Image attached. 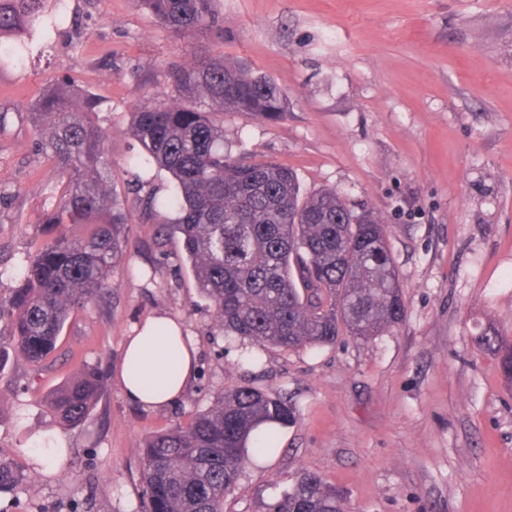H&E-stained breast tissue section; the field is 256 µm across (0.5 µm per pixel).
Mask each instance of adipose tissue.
<instances>
[{
	"label": "adipose tissue",
	"mask_w": 512,
	"mask_h": 512,
	"mask_svg": "<svg viewBox=\"0 0 512 512\" xmlns=\"http://www.w3.org/2000/svg\"><path fill=\"white\" fill-rule=\"evenodd\" d=\"M197 358L182 319L167 313L149 316L123 341L117 377L125 398L145 410L177 402L195 376Z\"/></svg>",
	"instance_id": "obj_1"
}]
</instances>
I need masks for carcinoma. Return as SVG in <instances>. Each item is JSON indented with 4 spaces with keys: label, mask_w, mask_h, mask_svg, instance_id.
<instances>
[{
    "label": "carcinoma",
    "mask_w": 512,
    "mask_h": 512,
    "mask_svg": "<svg viewBox=\"0 0 512 512\" xmlns=\"http://www.w3.org/2000/svg\"><path fill=\"white\" fill-rule=\"evenodd\" d=\"M59 0H0V61L27 46ZM181 34L216 23L213 0H138ZM176 95L132 113L130 133L176 185L163 203L176 218L158 239L178 234L200 297L216 326L256 346L333 345L341 336L368 342L399 325L405 303L383 219L353 211L334 188L301 191L297 174L273 161L224 154L219 112L277 122L287 111L281 88L249 67L213 58L171 74ZM97 101L70 86L35 103L42 153L67 175L56 207L43 215L52 237L30 259L22 286L0 300L8 345L38 365L56 349L71 314L112 287L126 248V206L112 191L108 132L90 119ZM87 233L68 235L67 225ZM512 382V347L497 332L479 337ZM104 383L93 365L52 391L46 407L80 426ZM292 417L288 401L251 387L221 392L185 425L148 436L140 449L143 512H224L249 455L275 450L274 425ZM29 475L0 457V493ZM266 512H345L336 487L304 473Z\"/></svg>",
    "instance_id": "carcinoma-1"
}]
</instances>
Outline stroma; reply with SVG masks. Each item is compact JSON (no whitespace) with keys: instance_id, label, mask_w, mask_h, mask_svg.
I'll return each mask as SVG.
<instances>
[{"instance_id":"35a3bbf8","label":"stroma","mask_w":512,"mask_h":512,"mask_svg":"<svg viewBox=\"0 0 512 512\" xmlns=\"http://www.w3.org/2000/svg\"><path fill=\"white\" fill-rule=\"evenodd\" d=\"M221 25L177 36L136 0H62L21 64L0 68V299L47 240L39 218L61 172L41 152L31 108L69 78L98 102L118 197H171L168 175L129 134L135 108L173 95L170 73L208 58L243 63L288 99L282 121L227 112L224 150L293 169L303 191L333 187L379 213L406 317L370 342L253 348L216 327L182 243H157L142 207L112 287L67 321L32 365L0 349V457L68 440L59 475L0 495V512H142L146 436L187 424L222 390L287 399L278 451L247 462L224 512H265L304 472L341 489L349 512H512V387L478 341H512V0H216ZM180 317L198 348L175 405L130 404L115 376L122 342L146 317ZM104 390L77 428L44 400L82 365Z\"/></svg>"}]
</instances>
